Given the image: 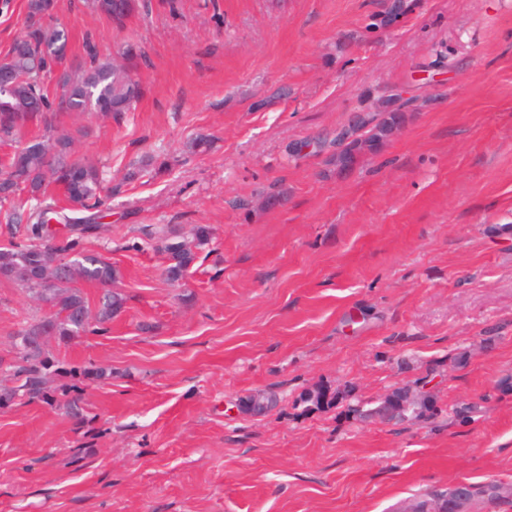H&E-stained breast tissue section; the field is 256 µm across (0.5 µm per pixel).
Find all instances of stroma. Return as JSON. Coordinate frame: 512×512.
Segmentation results:
<instances>
[{"instance_id": "35a3bbf8", "label": "stroma", "mask_w": 512, "mask_h": 512, "mask_svg": "<svg viewBox=\"0 0 512 512\" xmlns=\"http://www.w3.org/2000/svg\"><path fill=\"white\" fill-rule=\"evenodd\" d=\"M403 2L387 27L390 0H141L119 29L64 0L69 59L146 54L130 112L56 120L102 167L81 247L125 303L45 337L56 406L0 403V512H397L512 483V0ZM395 93L390 134L341 167L337 132ZM199 224L171 284L160 246ZM50 313L0 278V390ZM422 384L423 417L355 414ZM210 236L208 226L197 225L192 241L171 240L164 245L163 249L168 259L164 272L169 281L179 282L184 278L189 268L195 263L198 250L209 243Z\"/></svg>"}]
</instances>
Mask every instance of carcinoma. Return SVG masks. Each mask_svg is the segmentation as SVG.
I'll use <instances>...</instances> for the list:
<instances>
[{
  "mask_svg": "<svg viewBox=\"0 0 512 512\" xmlns=\"http://www.w3.org/2000/svg\"><path fill=\"white\" fill-rule=\"evenodd\" d=\"M60 0H27L28 24L25 33L10 52L0 59V142H17L26 124L61 108L50 99L45 80L53 66L65 65L62 84L67 88L69 111L88 109L120 115L133 109L141 97L140 84L131 71L145 58V52L132 45L118 52V58L90 54L89 62L73 67L67 64L69 33L66 28L47 22ZM90 7L122 28L138 9V0H89ZM75 137L69 131L49 129L47 139L18 145L0 159V203L9 204L11 222L26 223L23 238L0 249V277L17 282L48 303L53 313L26 332L28 336L56 333L76 336L86 331L90 309L75 283L84 281L107 289L98 312L99 321L112 319L124 306V298L110 291L119 271L101 255H86L80 236L93 229L102 218V172L97 163L75 156ZM60 186L71 215H60L45 203L48 188ZM62 221L71 235L62 239L52 232L49 222ZM210 228L198 225L193 240H171L164 245L168 265L165 275L171 282L184 278L197 259L198 250L210 241ZM25 365L19 373L29 394L52 403L42 392V372L51 361L37 347L23 352ZM512 499V484L498 483L494 493L482 486L473 490L471 504L484 497Z\"/></svg>",
  "mask_w": 512,
  "mask_h": 512,
  "instance_id": "obj_1",
  "label": "carcinoma"
}]
</instances>
